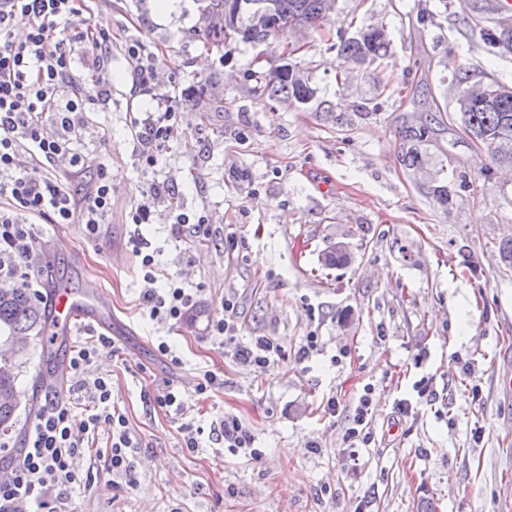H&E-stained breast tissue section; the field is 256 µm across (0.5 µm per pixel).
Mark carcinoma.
Masks as SVG:
<instances>
[{"label": "carcinoma", "instance_id": "obj_1", "mask_svg": "<svg viewBox=\"0 0 512 512\" xmlns=\"http://www.w3.org/2000/svg\"><path fill=\"white\" fill-rule=\"evenodd\" d=\"M336 0H207L205 21L215 42L242 41L261 44L273 31L283 27L318 29L329 20ZM390 39L384 27L372 26L360 35L341 42L338 56L345 62L363 64L388 56ZM256 91L270 98L293 99L307 103L313 95L308 78L289 64L269 73L251 71ZM499 85L468 86L459 91L457 103L463 131L474 135L486 150L491 166L512 167V93L498 96ZM430 132V124L408 127L402 131L410 143L402 155L407 169L423 165L419 145ZM47 308L35 303L27 290L9 288L0 293V331L7 332L6 348L0 349V436L12 432L18 406L14 372L13 340L18 336L41 337L47 330Z\"/></svg>", "mask_w": 512, "mask_h": 512}]
</instances>
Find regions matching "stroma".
<instances>
[{"label":"stroma","instance_id":"stroma-1","mask_svg":"<svg viewBox=\"0 0 512 512\" xmlns=\"http://www.w3.org/2000/svg\"><path fill=\"white\" fill-rule=\"evenodd\" d=\"M150 5L90 2L91 22L112 32L110 99L87 112L83 135L112 184L108 224L93 242L75 224L36 227L43 288L61 281L105 295L115 348L93 369L111 377L137 442L136 484L119 489L95 442L82 512H418L429 499L436 512H500L512 498V264L500 254L512 239V173H485L451 80L463 71L472 85L512 87V50L485 42L512 13L504 0H336L321 29L228 47L206 44L205 0H179L162 21ZM370 25L387 30L389 59L343 62L336 43ZM131 41L161 59L151 92L134 82ZM287 63L308 76V103L255 93L250 70ZM172 102L178 136L145 167L129 115ZM435 104L442 120L422 145L423 168L406 169L402 130ZM441 177L453 194L446 209L428 193ZM154 181L170 189L142 229L159 274L203 289L173 327L141 316L128 244V213ZM179 210L207 217L208 244L175 238ZM333 242L350 261L325 271ZM227 295L239 342L267 336L281 348L263 370L207 332ZM310 336L318 349L300 359ZM162 340L172 358L157 354ZM81 342L33 339L16 356L17 422L0 471L24 446L32 398L45 396L38 375ZM203 370L224 380L204 399L194 392ZM167 380L183 394L182 414L143 400ZM367 387L370 442L353 451L346 430ZM401 400L409 412L397 410ZM227 415L252 431L258 456L225 448ZM186 423L204 430L197 448L185 445Z\"/></svg>","mask_w":512,"mask_h":512}]
</instances>
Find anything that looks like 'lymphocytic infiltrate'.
Masks as SVG:
<instances>
[{"instance_id":"lymphocytic-infiltrate-1","label":"lymphocytic infiltrate","mask_w":512,"mask_h":512,"mask_svg":"<svg viewBox=\"0 0 512 512\" xmlns=\"http://www.w3.org/2000/svg\"><path fill=\"white\" fill-rule=\"evenodd\" d=\"M87 0H0V281L26 289L40 298V284L32 274L39 256L34 220L47 224H76L84 236L97 240L112 213V185L105 164L79 192L63 188L49 170L65 160L81 170L90 163L76 146L83 115L108 93L109 74H78L74 54L84 45L108 58L109 31L96 28L87 16ZM66 38H58L59 30ZM141 146V161L155 167L166 145L178 132L174 107L146 118L130 117ZM150 184L147 197L129 213L135 231L130 237L145 283L138 302L150 320L179 323L198 303L197 294L175 283L157 287L158 261L140 228L149 223L150 200L161 195ZM222 313L211 318V336L224 340L233 357L264 369L279 352L272 339L260 336L243 345L236 340L235 304L225 299ZM105 336L92 337L69 362L71 391L64 400H47L28 430L17 462L0 474V512H63L75 489L90 488L93 471L80 468L89 439L106 435L105 462L110 471L135 486V445L125 415L112 402V383L91 367L109 348Z\"/></svg>"}]
</instances>
